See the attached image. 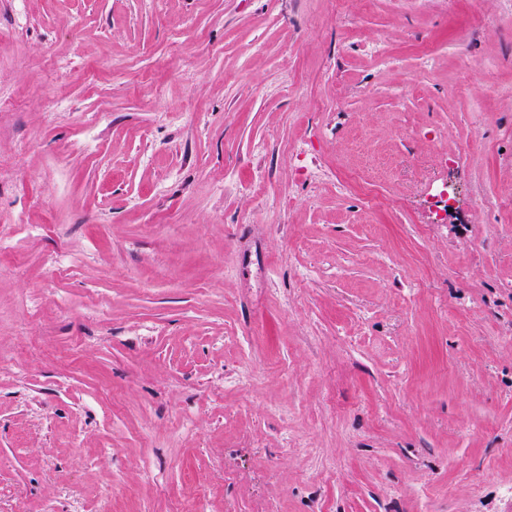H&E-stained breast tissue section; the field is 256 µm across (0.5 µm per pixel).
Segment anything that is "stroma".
<instances>
[{"instance_id": "1", "label": "stroma", "mask_w": 512, "mask_h": 512, "mask_svg": "<svg viewBox=\"0 0 512 512\" xmlns=\"http://www.w3.org/2000/svg\"><path fill=\"white\" fill-rule=\"evenodd\" d=\"M484 197L512 0H0V512H512Z\"/></svg>"}]
</instances>
